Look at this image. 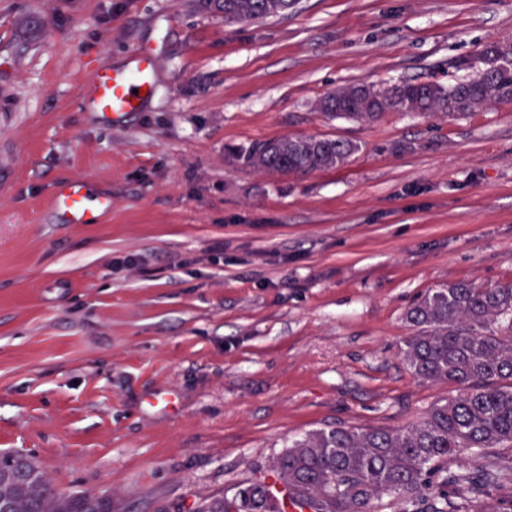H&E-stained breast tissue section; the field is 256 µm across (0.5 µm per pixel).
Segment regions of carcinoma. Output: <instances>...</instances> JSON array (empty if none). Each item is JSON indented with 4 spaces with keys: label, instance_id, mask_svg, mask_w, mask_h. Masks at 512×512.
I'll use <instances>...</instances> for the list:
<instances>
[{
    "label": "carcinoma",
    "instance_id": "obj_1",
    "mask_svg": "<svg viewBox=\"0 0 512 512\" xmlns=\"http://www.w3.org/2000/svg\"><path fill=\"white\" fill-rule=\"evenodd\" d=\"M294 0H201L228 23L288 13ZM484 68L444 87L431 82L367 87L356 100L345 86L327 94L332 118L373 122L389 110L443 113L472 95L489 107L507 101L512 64L484 48ZM359 146L330 137L281 138L230 151L246 166L272 174H309L344 164ZM412 334L402 349L413 376L446 384L455 394L403 428L336 427L295 440L270 468L198 512H376L385 500L403 512H512V456L448 471L467 453L512 450V283L490 288L455 282L428 293L405 312ZM18 477L0 488L4 512H112V498L64 495L33 460L17 461Z\"/></svg>",
    "mask_w": 512,
    "mask_h": 512
}]
</instances>
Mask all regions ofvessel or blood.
Wrapping results in <instances>:
<instances>
[{
  "mask_svg": "<svg viewBox=\"0 0 512 512\" xmlns=\"http://www.w3.org/2000/svg\"><path fill=\"white\" fill-rule=\"evenodd\" d=\"M153 89L150 59L137 53L127 68L117 70L108 64L96 67L87 82L85 97L94 112L121 116L139 111ZM50 204L71 224L94 223L98 213L112 206L110 198H90L85 184L74 181L58 185Z\"/></svg>",
  "mask_w": 512,
  "mask_h": 512,
  "instance_id": "1",
  "label": "vessel or blood"
}]
</instances>
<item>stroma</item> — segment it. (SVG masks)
Instances as JSON below:
<instances>
[{"label":"stroma","instance_id":"stroma-1","mask_svg":"<svg viewBox=\"0 0 512 512\" xmlns=\"http://www.w3.org/2000/svg\"><path fill=\"white\" fill-rule=\"evenodd\" d=\"M502 40L512 0H296L250 23L198 0H0V456L112 512H197L309 432L448 398L405 365L404 313L512 282V103L365 123L317 102L454 83ZM139 51L142 110L90 111L88 71ZM299 136L359 149L306 175L227 156ZM66 181L111 211L64 223Z\"/></svg>","mask_w":512,"mask_h":512}]
</instances>
